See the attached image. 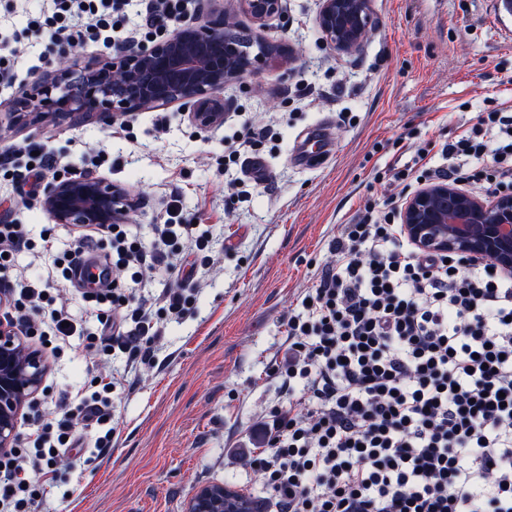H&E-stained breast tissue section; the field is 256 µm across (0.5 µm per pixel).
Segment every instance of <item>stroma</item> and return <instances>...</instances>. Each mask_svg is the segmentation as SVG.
Wrapping results in <instances>:
<instances>
[{"instance_id": "1", "label": "stroma", "mask_w": 512, "mask_h": 512, "mask_svg": "<svg viewBox=\"0 0 512 512\" xmlns=\"http://www.w3.org/2000/svg\"><path fill=\"white\" fill-rule=\"evenodd\" d=\"M501 0H372L377 25L362 51L334 53L316 24L318 0H284L283 15L257 29L239 0H193L191 18L224 14L238 29L301 56L271 58L228 85L226 124L203 131L179 105L135 112L112 125L96 118L42 119L0 128V154L44 144L66 171H86L138 198L129 224L144 239L176 210L180 223L210 225L212 262L193 279L177 319L161 316L148 362L121 353L101 360L71 338L37 400L94 390L111 377L106 452L57 460L37 512H185L202 485L224 483L264 502L249 462L265 442L270 410L285 394L273 367L286 366L285 323L330 259L327 244L365 199L393 193L380 176L426 142L444 143L494 106L512 109V14ZM270 126L263 180L224 167L237 113ZM326 125L337 146L323 165L302 164L308 133ZM0 220L59 248L80 230L54 223L37 198L0 175Z\"/></svg>"}]
</instances>
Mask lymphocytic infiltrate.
Returning a JSON list of instances; mask_svg holds the SVG:
<instances>
[{
	"label": "lymphocytic infiltrate",
	"mask_w": 512,
	"mask_h": 512,
	"mask_svg": "<svg viewBox=\"0 0 512 512\" xmlns=\"http://www.w3.org/2000/svg\"><path fill=\"white\" fill-rule=\"evenodd\" d=\"M192 0H34L27 38L47 50L112 47L167 32ZM440 163L430 166V154ZM388 180L428 177L489 194L512 193V113L483 112L440 147L418 148L393 165ZM399 201H365L329 243L334 257L306 303L285 324L291 355L277 371L288 401L271 409L272 425L251 469L277 512H512V275L490 262L428 252L405 237ZM144 241L124 224H90L81 246L55 251L43 237L58 283L71 279L83 246L107 239L132 280L172 271L190 250L209 262L214 238L203 225L158 224ZM25 335L66 342L86 335L67 307H48L39 276L0 278ZM103 319L124 308L120 324L94 343L149 360L161 330L153 306L130 300L116 282L82 295ZM112 384L80 401L62 394L42 412L23 451L0 457V512H35L24 477L55 479L60 451L83 445L87 424L104 428L94 448L112 445Z\"/></svg>",
	"instance_id": "obj_1"
}]
</instances>
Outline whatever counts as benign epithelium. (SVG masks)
Segmentation results:
<instances>
[{
  "instance_id": "7a95c632",
  "label": "benign epithelium",
  "mask_w": 512,
  "mask_h": 512,
  "mask_svg": "<svg viewBox=\"0 0 512 512\" xmlns=\"http://www.w3.org/2000/svg\"><path fill=\"white\" fill-rule=\"evenodd\" d=\"M240 4L259 28L283 12V0ZM316 23L338 54L362 50L376 27L371 0H319ZM270 55L262 41L237 37L222 15L203 25L181 21L152 45H118L112 61L99 67L76 68L60 57L51 76L20 89L6 116L12 124L93 115L110 123L119 115L178 103L190 111L195 126L208 129L224 122V104L216 94ZM39 203L57 224H124L136 207L128 189L88 172L56 178ZM400 223L421 250L485 258L512 272V194L484 198L454 184H427L407 199ZM47 372L42 352L0 322V454L14 447L19 419ZM250 507L240 491L207 484L195 491L186 512H249Z\"/></svg>"
}]
</instances>
